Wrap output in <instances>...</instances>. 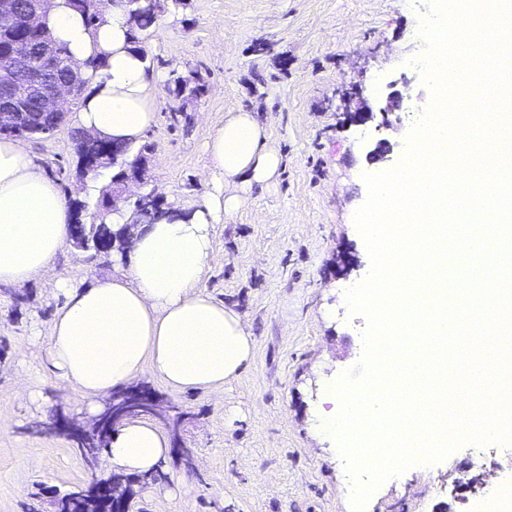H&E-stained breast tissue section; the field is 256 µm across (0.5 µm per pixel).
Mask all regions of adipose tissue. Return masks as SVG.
I'll list each match as a JSON object with an SVG mask.
<instances>
[{"label": "adipose tissue", "mask_w": 512, "mask_h": 512, "mask_svg": "<svg viewBox=\"0 0 512 512\" xmlns=\"http://www.w3.org/2000/svg\"><path fill=\"white\" fill-rule=\"evenodd\" d=\"M41 21L73 62L105 60L87 74L77 127L117 143L139 142L155 122L158 87L130 37L123 6L112 5L91 27L67 0H54ZM206 151L218 185L203 200L179 202L175 216L153 224L132 226L128 215H109L114 227L130 228L123 273L88 287L63 276L54 281L65 302L49 325L48 361L89 410L146 371L175 391L215 390L251 360L253 339L240 315L214 301L201 282L214 257V225L241 206L246 187L276 179L281 157L269 146L265 125L246 110L229 114ZM73 220L36 156L20 141L0 138V286L48 275ZM105 454L108 469L150 475L166 460L168 439L153 423L130 420Z\"/></svg>", "instance_id": "adipose-tissue-1"}]
</instances>
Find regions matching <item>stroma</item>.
<instances>
[{
	"label": "stroma",
	"mask_w": 512,
	"mask_h": 512,
	"mask_svg": "<svg viewBox=\"0 0 512 512\" xmlns=\"http://www.w3.org/2000/svg\"><path fill=\"white\" fill-rule=\"evenodd\" d=\"M429 0H187L163 12L142 46L159 79L145 185L126 187L118 206L132 211L141 189L164 203L201 200L211 189L205 143L228 113L247 110L265 123L280 153L271 186H254L228 222L215 225L214 258L201 283L235 310L254 339L252 361L218 392H175L151 374L142 381L191 414L181 444L191 465L167 458L164 476L137 489L131 512H351L350 480L332 439L315 431L319 390L356 366L368 319L350 313L346 287L371 262L353 216L368 190L361 175L392 168L430 103L417 32ZM198 73L208 90L184 113L168 90L173 74ZM399 111L384 113L391 91ZM374 114L353 124L357 104ZM73 121L31 141L66 200L95 213L101 185L79 178ZM56 273L79 287L118 273L114 260H87L66 248ZM48 280L0 287V512H29L35 484L62 490L105 474L90 469L60 433L34 423L56 416L90 421L84 400L48 366L46 342L31 343L33 324L48 326L63 304ZM37 388L30 403L21 384ZM470 444L373 489L364 512H477L479 501L512 487V444L499 445L496 469L478 473ZM482 475L477 492L455 494V480Z\"/></svg>",
	"instance_id": "stroma-1"
}]
</instances>
